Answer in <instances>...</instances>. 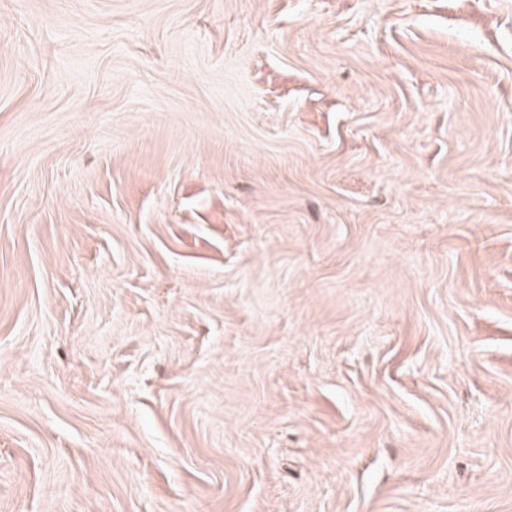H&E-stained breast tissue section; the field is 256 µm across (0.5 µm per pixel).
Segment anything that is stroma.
<instances>
[{
    "instance_id": "1",
    "label": "stroma",
    "mask_w": 512,
    "mask_h": 512,
    "mask_svg": "<svg viewBox=\"0 0 512 512\" xmlns=\"http://www.w3.org/2000/svg\"><path fill=\"white\" fill-rule=\"evenodd\" d=\"M0 512H512V0H0Z\"/></svg>"
}]
</instances>
